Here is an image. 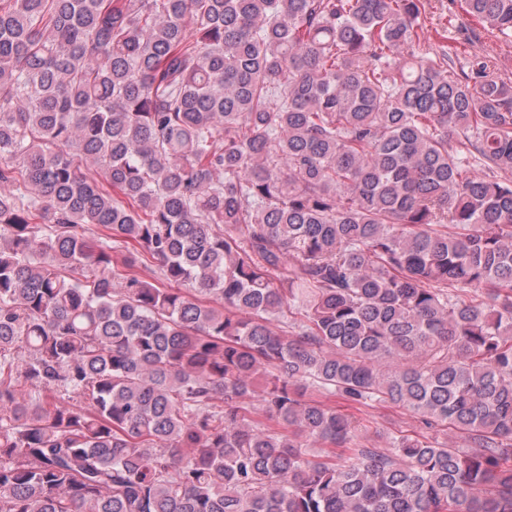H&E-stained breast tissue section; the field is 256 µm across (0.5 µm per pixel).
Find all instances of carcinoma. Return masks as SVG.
<instances>
[{
  "label": "carcinoma",
  "mask_w": 512,
  "mask_h": 512,
  "mask_svg": "<svg viewBox=\"0 0 512 512\" xmlns=\"http://www.w3.org/2000/svg\"><path fill=\"white\" fill-rule=\"evenodd\" d=\"M423 34L0 0V512H512V82ZM362 424L361 440L369 448H386L384 435L398 429H410L414 424L410 414L394 407L351 410Z\"/></svg>",
  "instance_id": "cac0c4a2"
}]
</instances>
